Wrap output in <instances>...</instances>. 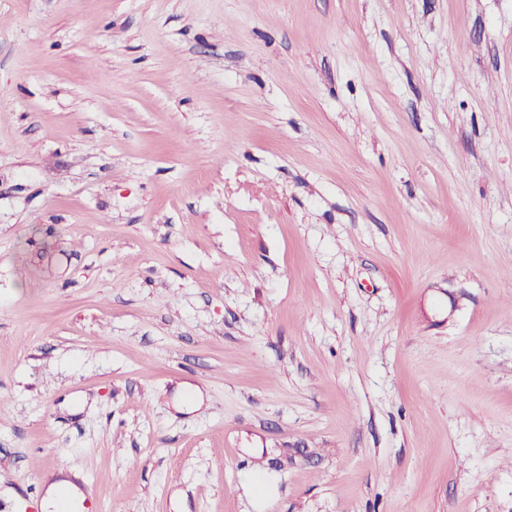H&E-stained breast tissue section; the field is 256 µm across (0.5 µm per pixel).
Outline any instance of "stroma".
I'll use <instances>...</instances> for the list:
<instances>
[{
  "instance_id": "stroma-1",
  "label": "stroma",
  "mask_w": 512,
  "mask_h": 512,
  "mask_svg": "<svg viewBox=\"0 0 512 512\" xmlns=\"http://www.w3.org/2000/svg\"><path fill=\"white\" fill-rule=\"evenodd\" d=\"M512 512V0H0V512ZM77 492L75 485L68 479L58 478L48 486L46 496L42 502V509L56 511L60 500L67 495L73 496Z\"/></svg>"
}]
</instances>
